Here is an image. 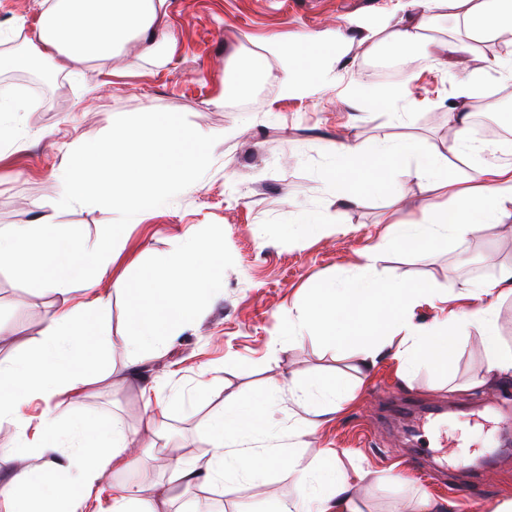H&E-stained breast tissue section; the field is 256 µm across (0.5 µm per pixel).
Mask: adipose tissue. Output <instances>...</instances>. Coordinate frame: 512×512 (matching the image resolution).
I'll use <instances>...</instances> for the list:
<instances>
[{
  "mask_svg": "<svg viewBox=\"0 0 512 512\" xmlns=\"http://www.w3.org/2000/svg\"><path fill=\"white\" fill-rule=\"evenodd\" d=\"M166 0H51L43 11L34 39L28 40L29 59L58 73L80 77L84 65L111 58L131 38L139 40V54L168 60L176 44L157 35L153 26ZM408 21L389 35L391 44L405 50L425 41L427 28L448 16L461 21L468 38L512 32V0H404ZM339 47L335 29L306 36L296 46L269 38L264 56L242 60L236 82L225 86L213 100L244 93L264 68L265 56L279 62L281 97L292 98L331 88L324 68L326 58ZM464 41L448 39L438 45L440 65L458 67V96H476L489 71L512 74V51L463 61ZM215 133L186 127L172 112L152 113L144 124H129L104 141L82 142L70 155L71 174L58 200L59 207L85 205L108 199L120 218L151 209L192 179L209 162V144ZM416 150L413 140L387 144L351 139L332 147L326 178L346 187L347 200H355V187L377 192L391 190L385 172L395 161ZM459 153L469 162V186L458 189L448 160L432 155L406 168L402 176L449 194L442 208L426 205L415 223L392 225L391 241L399 247L423 248L448 239L462 240L483 225L499 222L512 205V165L483 159L479 147L461 140ZM379 247L364 255L360 272L339 282L317 285L312 304L301 311L296 336L313 329L337 345L357 344L356 371L374 367L381 356L399 361L403 373L430 366L447 369L454 357L457 330L470 323L481 327V349L491 378L512 376V350L502 347L495 307L474 312L450 311L444 323L428 326L415 322L414 306L428 296L421 282L380 281L372 277ZM16 260L23 273L40 288L73 296L74 302L43 332L37 352L19 361H0V423L12 424L16 447L0 451V495L12 499L22 512H80L103 485L109 469H142L145 457L134 456L131 435L119 418L93 423L73 418L55 404V397L77 396L112 373L98 360L104 341L100 322L107 303L95 287L117 254L111 240L88 246L72 234L47 224L0 228V258ZM224 252L221 236L186 239L173 253L156 257L151 268L126 280L122 291L128 304L129 332L124 340L132 356L157 349L186 326L189 314L206 307L223 293ZM350 397L339 377L318 379L312 389L292 393L295 403L317 428L325 415L336 412ZM40 398L47 407L38 425H31L22 409ZM267 394L245 403L233 394L224 398V411L209 422L211 452L185 463L174 461L172 478L196 479L224 485L240 474L257 476L251 467L259 452L255 438L269 435L271 420ZM34 455L42 464L14 469V461ZM266 465L298 474L296 494L276 503L273 512H360L354 492L355 478L336 463L331 450L320 453L315 470L301 468L292 455L269 457ZM159 495L152 487L129 482L112 488L109 512H158Z\"/></svg>",
  "mask_w": 512,
  "mask_h": 512,
  "instance_id": "ef3b65f1",
  "label": "adipose tissue"
}]
</instances>
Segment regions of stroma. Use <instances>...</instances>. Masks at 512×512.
I'll list each match as a JSON object with an SVG mask.
<instances>
[{
  "instance_id": "1",
  "label": "stroma",
  "mask_w": 512,
  "mask_h": 512,
  "mask_svg": "<svg viewBox=\"0 0 512 512\" xmlns=\"http://www.w3.org/2000/svg\"><path fill=\"white\" fill-rule=\"evenodd\" d=\"M45 4L43 0H0V52L23 54ZM163 22L177 46L165 65L139 59L131 49L91 64L82 80L53 82L49 101L38 100L16 72L0 73L21 111L0 115V127L14 139L0 161V227L58 224L92 244L112 233L111 204L59 208L60 177L76 140L97 142L128 122L153 112H174L186 126L223 133L212 143L208 167L197 180L152 209L127 218L115 243L120 256L97 291L110 300L104 320L109 337L104 361L110 385L92 386L78 399L62 397L73 414L98 420L119 417L129 431L143 429L149 416L141 390L159 386L165 407L157 417L169 446L189 461L209 452L207 420L222 411L227 394L247 400L278 380L271 437L260 447L288 449L303 465L316 466L317 451H335L346 471L361 468V512H412L423 496L460 512L455 490L482 459L478 472L488 502L512 500V378L486 383L487 363L478 325L459 332L456 356L447 371L423 367L402 376L396 360L383 357L368 375L354 369L351 351H339L321 337L293 339L297 316L317 283L357 272L362 254L385 251L376 277L425 283L431 302L414 311L416 322L442 321V306L474 310L480 303L456 297L453 287L473 279L476 268L498 276L512 266V217L488 224L473 237L451 240L420 252L391 247V225L417 219L389 193L370 192L352 203L336 195L324 173L329 141L350 138L392 142L414 140L420 154L448 155L458 128L448 110L457 102V77L439 66L428 50L400 52L415 73L417 104L369 110L347 97L355 79L372 94L390 86L366 69L386 34L403 24L398 0H167ZM336 28L346 46L333 60L334 88L294 98L278 93L279 63L267 60L250 89L212 106L237 63L263 54L273 36L300 42L303 35ZM490 123L506 126L512 115V78L490 73L483 91L467 103ZM327 223L317 236L297 230L304 213ZM224 235V293L194 315L185 329L158 351L133 358L124 347L127 302L121 280L149 268L156 255L176 250L187 236ZM63 296L38 288L11 259L0 260V360L35 351L41 332L65 308ZM282 344H275V337ZM339 373L353 388L340 411L305 434L308 416L297 408L289 386ZM412 474L394 477L405 457ZM295 472L276 469L263 478L240 477L231 494L196 483L170 495L166 512L204 503L210 512H269V503L294 495Z\"/></svg>"
}]
</instances>
